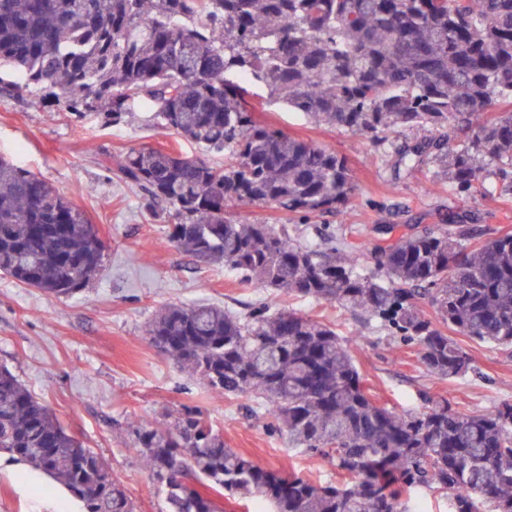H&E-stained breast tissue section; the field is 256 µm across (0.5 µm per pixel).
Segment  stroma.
<instances>
[{
  "label": "stroma",
  "mask_w": 512,
  "mask_h": 512,
  "mask_svg": "<svg viewBox=\"0 0 512 512\" xmlns=\"http://www.w3.org/2000/svg\"><path fill=\"white\" fill-rule=\"evenodd\" d=\"M252 103L260 122L347 159L359 206L354 221L370 237L391 243L440 223L452 211L476 213L473 244L512 233V201L463 200L444 182L435 193L424 194L429 170L395 172L389 153L377 164H367L373 151L367 141L260 97ZM145 144L188 155L197 151L143 110L112 127L94 112L78 121L61 104H37L27 93L0 92V154L64 193L97 225L108 246L103 275L68 299L50 298L0 277V364L106 459L138 512H167V504L162 486L132 447L125 419L131 415L149 425L182 404L201 407L223 431L227 447L262 468L321 481L336 477L326 460L290 447L287 431L270 430L266 418L246 415L239 401L208 393L202 380L148 343V323L171 304L201 301L244 312L265 302L335 322L351 338L358 366L380 400L398 407H417L422 390L465 413L512 401V356L498 349L464 341L473 371L438 380L419 362L416 347L378 341L350 313L325 303L273 296L223 266L198 263L176 251L166 223L144 208L135 191L108 180L101 166L103 155L117 156ZM381 224L389 225L388 233L378 232Z\"/></svg>",
  "instance_id": "stroma-1"
}]
</instances>
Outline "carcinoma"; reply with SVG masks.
<instances>
[{"label": "carcinoma", "mask_w": 512, "mask_h": 512, "mask_svg": "<svg viewBox=\"0 0 512 512\" xmlns=\"http://www.w3.org/2000/svg\"><path fill=\"white\" fill-rule=\"evenodd\" d=\"M10 86L77 118L117 126L145 109L199 147L149 146L105 167L169 223V241L295 300L327 303L419 347L441 379L473 370L448 331L512 351V234L471 249L472 215L383 245L348 223L356 186L345 158L257 121L265 99L380 147L395 171L433 164L466 196L512 195V0H0V68ZM426 136L406 139L410 132ZM224 155V163L208 155ZM274 204L289 216L339 213L319 238L231 209ZM106 245L83 210L37 173L0 156V276L69 298L100 273ZM428 300L436 319L419 303ZM149 342L208 391L244 400L327 460L326 482L256 465L224 444L198 407L166 427L131 424L133 448L166 491L168 512H220L223 496L272 512H410L412 496L452 493L450 512H512V402L461 413L422 395L379 400L336 324L254 305L166 307ZM0 450L59 479L83 512H136L106 460L0 365Z\"/></svg>", "instance_id": "obj_1"}]
</instances>
